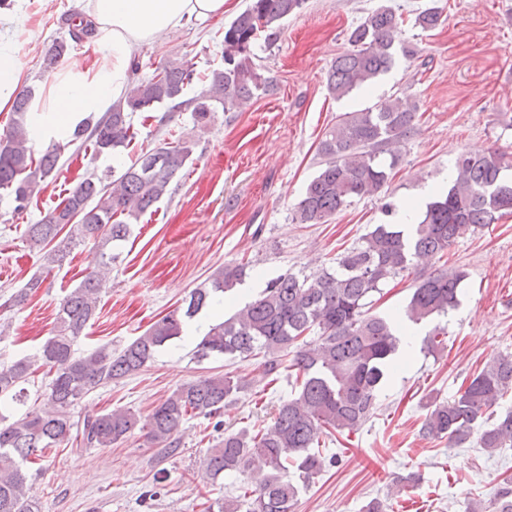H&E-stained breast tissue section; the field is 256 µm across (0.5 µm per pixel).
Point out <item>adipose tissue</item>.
Listing matches in <instances>:
<instances>
[{"label":"adipose tissue","instance_id":"1","mask_svg":"<svg viewBox=\"0 0 512 512\" xmlns=\"http://www.w3.org/2000/svg\"><path fill=\"white\" fill-rule=\"evenodd\" d=\"M226 0H88L100 38L92 51L97 65L74 59L64 74L37 91L29 107L32 145L68 141L92 113L106 112L126 90L133 52L161 33L191 20L222 14ZM23 83L19 48L0 43V111L8 109Z\"/></svg>","mask_w":512,"mask_h":512}]
</instances>
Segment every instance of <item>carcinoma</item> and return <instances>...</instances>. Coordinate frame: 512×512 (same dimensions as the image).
<instances>
[{"label":"carcinoma","instance_id":"obj_1","mask_svg":"<svg viewBox=\"0 0 512 512\" xmlns=\"http://www.w3.org/2000/svg\"><path fill=\"white\" fill-rule=\"evenodd\" d=\"M304 0H249L246 9L224 28V67L212 70L192 99L185 89L195 78L193 63L177 57L161 64L148 80H137L127 94L94 122L78 126L67 144L56 143L38 158L28 145L26 119L29 91L17 92L14 119L0 139V189L9 192L15 210L23 211L45 179L58 173L61 151L77 142L91 144L93 154L126 148L134 138L129 115L151 112L163 103L176 110L192 107L196 123L205 124L216 106L226 112L242 102L266 95L272 80L258 71L252 47L259 36L276 40L283 22ZM441 23L437 7L419 11L414 24L423 30ZM400 15L390 7L375 11L349 34L353 50L333 61L327 75L330 94L342 98L366 88L394 63L393 45ZM417 130L416 106L410 98L388 101L339 118L320 142V169L309 182L294 211L299 224H325L355 200L378 194L399 161L398 146ZM185 142L143 150L112 181L84 177L25 236L43 252L49 266L62 265L71 250L86 241L101 248V266L118 259V243L130 225L120 217L138 218L169 192V185L190 160ZM512 214V154L488 149L462 153L455 159L451 183L427 203L421 220L410 229L377 224L361 244L336 257V269L312 275L286 273L270 282L256 300L211 325L197 344L195 356L228 359L263 355L264 374L295 372L294 394L280 401L273 422L251 434L224 433L208 449L204 475L218 480L224 472L244 473L260 462L267 475L241 500L217 503L218 512H293L298 487L290 471L308 483L324 467L320 447L331 431L355 433L373 415L377 394L394 374V355L404 325H418L447 315L459 305L467 272L445 263L416 279L401 314L370 312L372 298L383 285L408 271L416 257L441 260L461 230L484 228ZM246 266L228 263L193 289L189 297L155 321L119 352L103 345L78 355L74 344L97 311L103 287L101 271L88 272L59 305L55 326L39 352L0 362V512H39L31 495L33 480L25 466L50 448L79 441L86 448H110L134 431L152 445L175 448L177 434L190 418L218 417L251 382L229 374L187 382L141 418L128 410L73 420L71 408L90 391L140 371L155 352L183 332L185 320L212 305L218 294L233 290ZM34 276L5 300L19 306L42 287ZM49 368L44 392L46 408L34 407L8 421L5 412L18 400L34 372ZM512 396V352H500L465 378L452 399L432 402L420 433L448 446L462 448L475 441L488 455L512 447V410L498 417L489 411ZM493 512H512V481L498 488Z\"/></svg>","mask_w":512,"mask_h":512}]
</instances>
